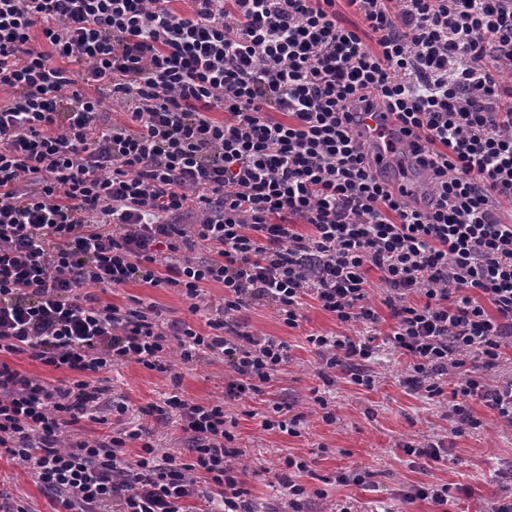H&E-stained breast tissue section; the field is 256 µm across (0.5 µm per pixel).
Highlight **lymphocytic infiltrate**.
Listing matches in <instances>:
<instances>
[{
  "mask_svg": "<svg viewBox=\"0 0 512 512\" xmlns=\"http://www.w3.org/2000/svg\"><path fill=\"white\" fill-rule=\"evenodd\" d=\"M336 2L0 0V450L66 512H250L224 403L288 360L285 341L243 331L260 306L292 329L310 300L335 318L340 332L307 338L325 384L373 388L388 348L408 388L451 401L453 436L480 427L475 399L512 427V376L496 373L512 350V0H345L356 26ZM108 99L123 121L102 123ZM382 110L426 205L367 161L355 123ZM131 283L178 289L193 313L208 284L224 299L203 333L101 302ZM173 353L220 355L233 375L194 404L173 375L190 461L140 426L73 434L103 393L94 375L165 372ZM308 470L282 461L291 512ZM13 362L19 369L45 379L55 385L62 383L69 384V382H71V380L74 378V374L66 369H54L52 367H46L39 362L29 360L24 356L14 357Z\"/></svg>",
  "mask_w": 512,
  "mask_h": 512,
  "instance_id": "lymphocytic-infiltrate-1",
  "label": "lymphocytic infiltrate"
}]
</instances>
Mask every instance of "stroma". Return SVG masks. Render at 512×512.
<instances>
[{
  "label": "stroma",
  "instance_id": "obj_1",
  "mask_svg": "<svg viewBox=\"0 0 512 512\" xmlns=\"http://www.w3.org/2000/svg\"><path fill=\"white\" fill-rule=\"evenodd\" d=\"M224 297V290L213 285L205 291L201 310L190 314L182 296L172 288H150L131 284L102 293L103 301L120 306L135 302L155 305L163 319H185L197 329H205L209 317ZM249 332L273 336L289 346L283 370L265 385L262 393L243 401H225L224 389L231 373L220 356L209 355L190 364L172 358L171 372L148 370L129 363L98 374L104 393L102 403L113 396H124L131 412L128 426L141 425L150 433L160 452L190 459V443L177 417L161 418L145 414L152 404H162L172 390L171 375L182 376L183 399L191 403L225 401L226 413L237 422L235 445L248 467L247 486L255 512H288V500L278 482L280 461L288 455L310 460V472L302 481L314 491L310 512H330L337 506L351 512H435L434 506L418 500L403 502L401 492L411 485L439 482L446 484L454 498L455 512H486L489 502L512 474V429L497 422L483 402L472 401L478 430L456 437L448 403L429 400L407 388L402 380L404 363L394 355H381L372 370L373 389L367 390L337 376L326 385L319 375L320 357L307 341L312 333L337 332L334 318L318 307H305L304 319L294 329L286 327L274 307L247 311ZM323 395L336 412L335 423L322 420L315 401ZM290 405L292 413L302 414L296 434L267 431L259 416L269 402ZM444 441L448 454L436 463H413L404 454V443ZM362 470L368 477L363 484L338 482L339 474ZM0 497L27 506L29 512H64L58 498L41 488L31 472L9 459L0 458Z\"/></svg>",
  "mask_w": 512,
  "mask_h": 512
}]
</instances>
